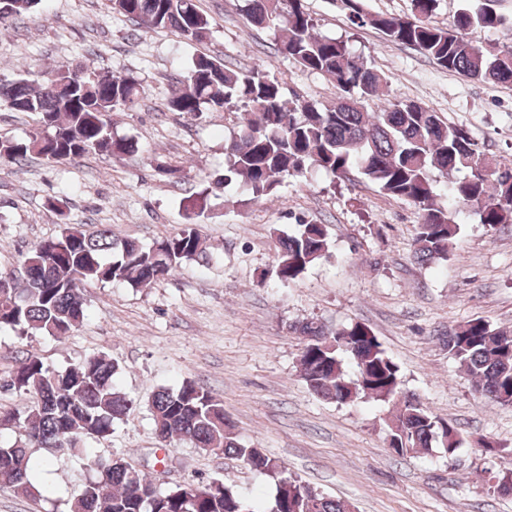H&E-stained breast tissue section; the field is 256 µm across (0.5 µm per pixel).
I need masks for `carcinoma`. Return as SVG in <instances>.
I'll return each instance as SVG.
<instances>
[{"instance_id": "carcinoma-1", "label": "carcinoma", "mask_w": 512, "mask_h": 512, "mask_svg": "<svg viewBox=\"0 0 512 512\" xmlns=\"http://www.w3.org/2000/svg\"><path fill=\"white\" fill-rule=\"evenodd\" d=\"M112 10L153 30H172L189 42L205 40L211 21L197 0H108ZM241 10L257 29L279 33L277 51L302 67L336 80L342 95L330 105L285 98L266 77L263 65L246 71L224 67L198 54L176 79L167 101L173 112L197 116L229 107L246 109L239 131L225 145L224 180H240L255 197L270 194L287 176L311 169L335 178L352 170L384 193L414 206L418 224L413 258L419 264L448 260L460 226L456 213L470 209L493 229L512 223V162L481 152L462 129L416 102H396L364 111L377 97L384 76L355 54L341 38L319 37L304 0H242ZM494 0H466L446 27L431 17L437 0H412L415 13L371 14L360 0H341L352 24L371 26L389 40L411 48L439 67L467 78L512 84V46L478 45L468 39L475 28L505 23ZM38 0H0V24L31 11ZM147 88L136 76L100 75L86 67L63 65L42 82L0 78V100L14 112L35 117L24 138L0 136V161L21 163L37 156L48 163L106 152L131 153L138 142L112 132V113L130 111ZM461 172L448 182L446 203L437 201L435 173ZM222 180V181H224ZM222 181L184 198L187 224L177 233L144 246L118 240L109 229L88 233L66 222V200L49 202L63 228L58 237L37 243L24 258L26 280L6 284L0 296V328L21 336L62 337L82 326L86 300L82 285L126 283L146 286L174 275L206 254L196 219L208 209ZM323 224L300 222L279 238L275 275L290 283L330 255ZM301 336L299 362L308 389L341 405L372 399L391 405L386 441L396 458L433 448L455 455L461 434L404 394L400 367L363 323L326 332L313 322L294 327ZM448 356L470 377L476 392L512 406V331L471 319L437 334ZM119 365L104 354L65 370L29 354L13 373L10 387L34 397L22 411L0 414V431L18 437L0 446V480L39 499L32 473L44 462L62 458L86 461L91 475L67 502L66 512H256L232 485L216 479L201 495L187 488L156 486L124 458L90 457L85 443L105 439L122 420L131 400L118 387ZM155 436L161 446L190 441L204 451L218 449L275 481L274 496L262 512H350L302 481L286 475L277 460L242 444L227 421L223 401L195 380L159 388L151 397ZM45 455L35 458V449Z\"/></svg>"}]
</instances>
